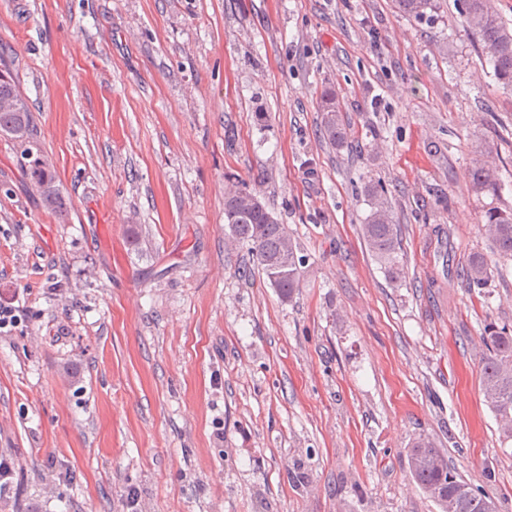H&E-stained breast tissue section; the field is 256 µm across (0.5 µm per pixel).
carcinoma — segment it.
I'll return each mask as SVG.
<instances>
[{
	"label": "carcinoma",
	"instance_id": "cac0c4a2",
	"mask_svg": "<svg viewBox=\"0 0 512 512\" xmlns=\"http://www.w3.org/2000/svg\"><path fill=\"white\" fill-rule=\"evenodd\" d=\"M398 7L414 17H422L433 7L432 0H396ZM459 14L463 26L476 35L483 57L492 66L496 80L512 91V29L497 12L493 0H462ZM10 99L12 108L0 106V129L15 131L20 143L21 158L32 180L47 187L44 201L47 209L58 212L61 208L57 193L48 189L52 176L41 159L40 147L34 137L30 110L22 98L9 69H0V102ZM320 135L323 141L336 149L348 146L350 129L344 124L342 107L336 95L328 92L320 107ZM473 187L492 193L499 186V173L493 151L480 150L468 169ZM370 212L362 224V235L369 252L384 269L387 277L397 280L403 274V253L399 226L394 223L387 190L381 184L364 186ZM253 192L238 190L224 197V210L237 209L240 217L231 236L249 246L254 264L266 276L279 295L287 299L299 287L304 258L297 255L288 229L266 208L250 202ZM482 231L499 254L512 258V211L494 207L485 212ZM463 275L471 287H482L490 271L484 258H469ZM488 352L482 358L481 387L493 411L499 430L512 438V336L506 329L490 331ZM410 470L421 490L442 509V512H484L488 492L473 488L461 475L448 467L443 454L427 438L414 441L409 449Z\"/></svg>",
	"mask_w": 512,
	"mask_h": 512
}]
</instances>
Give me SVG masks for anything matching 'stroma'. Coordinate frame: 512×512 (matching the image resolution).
<instances>
[{
  "label": "stroma",
  "mask_w": 512,
  "mask_h": 512,
  "mask_svg": "<svg viewBox=\"0 0 512 512\" xmlns=\"http://www.w3.org/2000/svg\"><path fill=\"white\" fill-rule=\"evenodd\" d=\"M395 0H0V54L62 202L0 135V512H441L426 437L512 512V439L480 386L512 333V94L458 23ZM332 89L351 149L318 138ZM498 151L475 193V147ZM391 193L405 275L360 226ZM256 192L305 259L281 299L224 226ZM481 255L492 276L468 287ZM488 147L480 149L479 158H476L468 169V176L477 191L495 192L499 186V173L493 151ZM482 231L500 255L512 258V211L491 207L485 212ZM15 301L0 300V333L7 334L13 331L22 322V313Z\"/></svg>",
  "instance_id": "stroma-1"
}]
</instances>
